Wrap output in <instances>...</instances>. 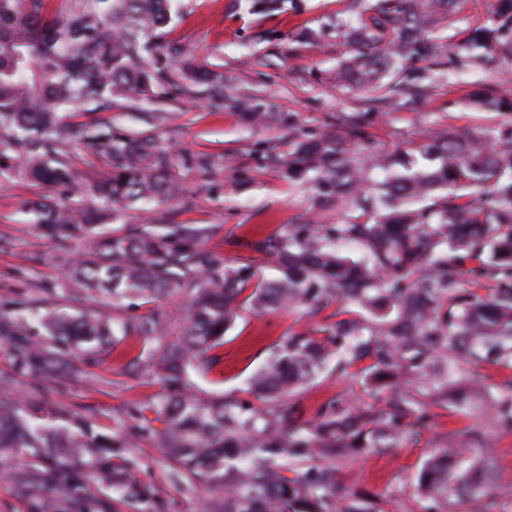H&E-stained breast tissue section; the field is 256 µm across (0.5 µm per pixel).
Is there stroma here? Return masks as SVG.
Listing matches in <instances>:
<instances>
[{
  "label": "stroma",
  "mask_w": 512,
  "mask_h": 512,
  "mask_svg": "<svg viewBox=\"0 0 512 512\" xmlns=\"http://www.w3.org/2000/svg\"><path fill=\"white\" fill-rule=\"evenodd\" d=\"M377 2L175 0L160 47L139 59L142 66L163 72L152 95L115 101L105 111L86 104L66 107L73 134L65 158L79 186L109 164L86 147L87 131L108 125L125 136L150 134L173 159L180 195L144 206H109L106 224L61 246L43 236L28 203L40 196L68 202L72 188L0 177V303L17 302L24 316L33 309L42 315H104L116 330L156 309L181 322L188 315L187 290L151 302H116L107 292L75 300L66 275L99 235L132 225H207L211 233L204 249L234 269L258 262L253 243L282 235L288 225L338 223L354 212L351 199L329 196L316 172L288 175L300 144L323 134L346 139L360 156L405 157L424 168L423 148L437 132L468 138L512 126V111L486 112L471 99L480 84L512 101V61L496 55L462 72L448 68V45L486 23L496 0H458L447 28L427 33L434 53L399 63L401 90L388 101L370 100L348 72L357 44L347 33L370 21ZM178 47L186 49L194 65L212 72L213 83L194 80L174 54ZM255 112L269 113L270 121L256 123ZM349 116L355 117L360 138L349 137ZM313 324L299 309L260 312L243 304L217 350L218 365L189 371L187 380L195 391L213 397L243 394L280 337L308 331ZM37 339L53 349L63 374L18 373L10 343L0 340V398L53 412L55 426L73 432L90 425L93 436L111 444L113 461L123 464L125 478L136 482L141 494L126 497L118 484L102 488L110 512H209L207 486L186 482L158 443L164 424L154 406L162 386L123 369L125 355L149 349L150 341L125 338L120 351L105 358L57 348L43 329ZM456 370L460 384L449 387L447 408L438 410L419 441L403 438L387 452L369 449L341 465L340 482L360 492L367 512H416L427 459L448 444L465 442L470 433L479 434L480 441L468 444V457L493 449L498 471L479 500L453 501L452 512H512V429L500 425L487 394L491 387L512 388V365L479 368L461 361ZM336 397L360 402L368 394L360 377L321 374L289 402L309 410ZM16 465V459L0 456V512H38L14 478Z\"/></svg>",
  "instance_id": "stroma-1"
}]
</instances>
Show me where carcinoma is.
<instances>
[{
    "instance_id": "carcinoma-1",
    "label": "carcinoma",
    "mask_w": 512,
    "mask_h": 512,
    "mask_svg": "<svg viewBox=\"0 0 512 512\" xmlns=\"http://www.w3.org/2000/svg\"><path fill=\"white\" fill-rule=\"evenodd\" d=\"M456 0H378L377 11L395 22V38L383 39L368 27L358 31L366 48L356 80L386 100L399 83L379 84L395 72L398 58L428 54L425 28L447 23ZM172 19V0H74L65 13L49 16L44 0H0V175L22 158L19 172L36 185L69 186V163L60 158L72 130L61 109L74 103L96 110L116 98L153 92L161 71L136 65L141 53L158 47ZM490 49L512 58V0H498L490 23L453 45L448 66L463 68ZM474 104L488 112L512 104L485 93ZM499 146L479 138L443 135L426 146L436 161L429 170L404 165V172L380 185L379 199L357 193L363 180L360 159L335 136L323 135L301 147L288 174L308 164L326 176L336 197H356V208L371 221L344 217L314 230L291 224L256 251L273 259L278 276L253 282L242 265L225 271L224 260L202 244L210 233L203 224H146L98 240L95 251L72 271L70 295L106 291L118 299L151 300L173 288L192 291L187 322L171 332L168 314L156 310L124 329L153 341L147 356L126 361L128 372L147 371L167 389L156 413L165 428L158 433L178 472L213 493L210 512H369L352 488L340 485L339 465L368 448L395 447L401 436L418 440L430 428L448 392V364L459 356L472 363L512 360V127L497 130ZM86 144L107 157L109 169L91 182V195L132 206L162 202L180 190L172 162L150 135L117 137L112 127L97 128ZM441 188L445 196L436 195ZM38 224L50 240L68 243L106 214L77 200L60 207L41 197L32 202ZM355 241L372 265L351 260L333 248ZM470 273L496 282L494 293L463 288ZM259 309L304 306L320 314L334 301L350 310L332 324L308 334L280 338L268 366L250 378L248 392L262 405H246L234 394L200 397L187 388L191 368H207L208 352L223 345L245 290ZM25 323L12 304L0 306V340L12 344L21 372L56 369L47 348L20 339ZM46 329L85 353L112 356L108 319L47 317ZM375 403L330 399L310 419L288 404V394L317 372L344 376L351 369ZM497 418L512 427V395L497 399ZM88 444L74 433L34 427L18 407L0 399V451L23 462L15 474L43 512H84L97 500L88 482L71 466L52 462L53 451L78 456ZM103 483L117 482L118 467L108 454L89 462ZM480 484L448 482V451L428 460L419 482V512H448V499L475 500Z\"/></svg>"
}]
</instances>
